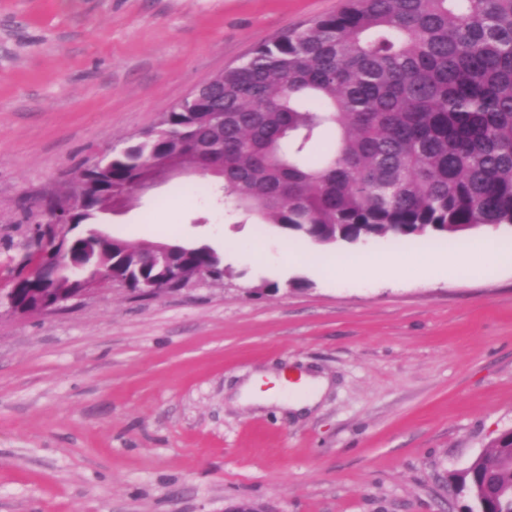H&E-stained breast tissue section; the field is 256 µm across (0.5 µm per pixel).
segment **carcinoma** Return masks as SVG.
I'll return each instance as SVG.
<instances>
[{"label":"carcinoma","instance_id":"cac0c4a2","mask_svg":"<svg viewBox=\"0 0 512 512\" xmlns=\"http://www.w3.org/2000/svg\"><path fill=\"white\" fill-rule=\"evenodd\" d=\"M161 127L105 152L95 190L66 208L65 261L27 253L17 292L61 298L78 272L154 278L142 245L99 232L109 201L131 205L166 161L199 166L232 207L317 245L512 228V0H347L257 45ZM177 260L184 278L224 274L209 244H181ZM451 483L481 512H512V433Z\"/></svg>","mask_w":512,"mask_h":512}]
</instances>
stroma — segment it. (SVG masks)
I'll return each mask as SVG.
<instances>
[{
    "instance_id": "1",
    "label": "stroma",
    "mask_w": 512,
    "mask_h": 512,
    "mask_svg": "<svg viewBox=\"0 0 512 512\" xmlns=\"http://www.w3.org/2000/svg\"><path fill=\"white\" fill-rule=\"evenodd\" d=\"M345 4L0 0V290L42 202L96 154ZM188 184L140 192L110 230L208 243L222 279L0 308V512H466L449 476L512 430V267L425 274L421 255L466 237L324 248ZM356 249L410 260L394 279L355 276ZM267 282L278 291L256 295ZM284 373L327 379L311 411L238 402L249 380Z\"/></svg>"
}]
</instances>
